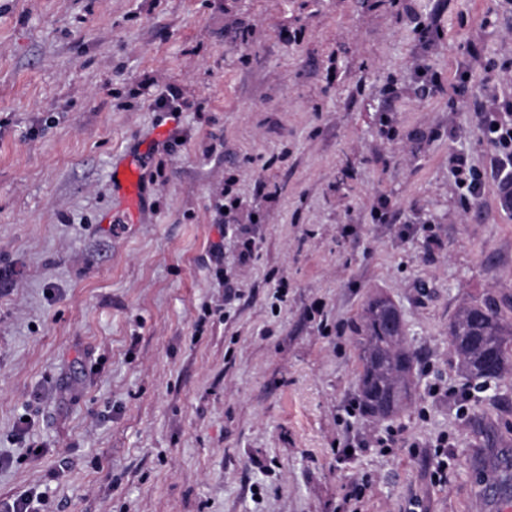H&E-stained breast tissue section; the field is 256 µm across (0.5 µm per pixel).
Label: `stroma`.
Instances as JSON below:
<instances>
[{"mask_svg": "<svg viewBox=\"0 0 512 512\" xmlns=\"http://www.w3.org/2000/svg\"><path fill=\"white\" fill-rule=\"evenodd\" d=\"M489 84L512 96L502 0H0V500L341 512L355 490L362 512H496L512 376L464 393L448 345L463 299L512 292V209L492 182L463 203L448 169L487 165ZM169 88L182 112L155 107ZM374 294L419 356L384 420L346 414ZM112 187L128 202H132L139 191L138 171L132 163L121 162L112 172Z\"/></svg>", "mask_w": 512, "mask_h": 512, "instance_id": "35a3bbf8", "label": "stroma"}]
</instances>
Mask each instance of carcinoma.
Returning a JSON list of instances; mask_svg holds the SVG:
<instances>
[{"mask_svg": "<svg viewBox=\"0 0 512 512\" xmlns=\"http://www.w3.org/2000/svg\"><path fill=\"white\" fill-rule=\"evenodd\" d=\"M361 370L356 404L378 419L397 414L411 397L415 352L403 341V323L393 302L368 300L354 326ZM451 353L465 385L482 389L512 374V294L487 293L463 302L448 324ZM498 487L512 501V456L507 454Z\"/></svg>", "mask_w": 512, "mask_h": 512, "instance_id": "1", "label": "carcinoma"}]
</instances>
